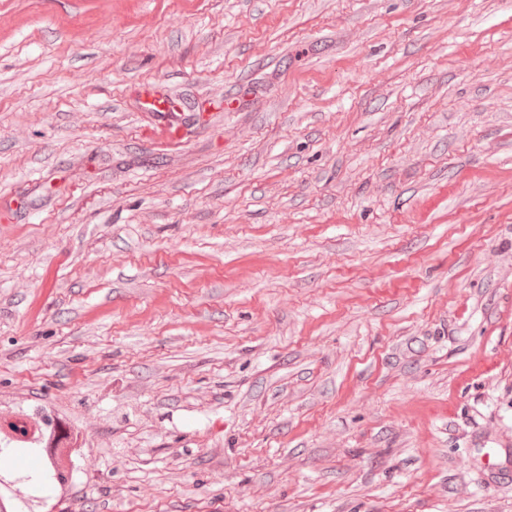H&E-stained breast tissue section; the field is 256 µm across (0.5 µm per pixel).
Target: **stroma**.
Listing matches in <instances>:
<instances>
[{
    "label": "stroma",
    "instance_id": "35a3bbf8",
    "mask_svg": "<svg viewBox=\"0 0 512 512\" xmlns=\"http://www.w3.org/2000/svg\"><path fill=\"white\" fill-rule=\"evenodd\" d=\"M0 200L38 512H512V0H0ZM31 419L30 414L19 412L9 421L0 423V459L18 454L35 455L41 460L40 466L35 469L41 475V484L62 489L69 482L70 468H67L66 462L63 463L61 456L67 453L69 465L75 448H78L77 432L61 420L32 422ZM29 432L40 438L42 448H48V454L42 448H32L14 440V435L26 437Z\"/></svg>",
    "mask_w": 512,
    "mask_h": 512
}]
</instances>
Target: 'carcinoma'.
Returning a JSON list of instances; mask_svg holds the SVG:
<instances>
[{"label":"carcinoma","mask_w":512,"mask_h":512,"mask_svg":"<svg viewBox=\"0 0 512 512\" xmlns=\"http://www.w3.org/2000/svg\"><path fill=\"white\" fill-rule=\"evenodd\" d=\"M40 438L42 447L32 448L14 440V436L29 433ZM78 435L61 421L44 420L35 422L25 412H19L4 423H0V458L18 454H31L41 460L36 468L42 478V485L61 489L69 482L70 469L63 463L62 455L72 456L77 448ZM17 498V490L8 482H0V512H16L10 501Z\"/></svg>","instance_id":"cac0c4a2"}]
</instances>
